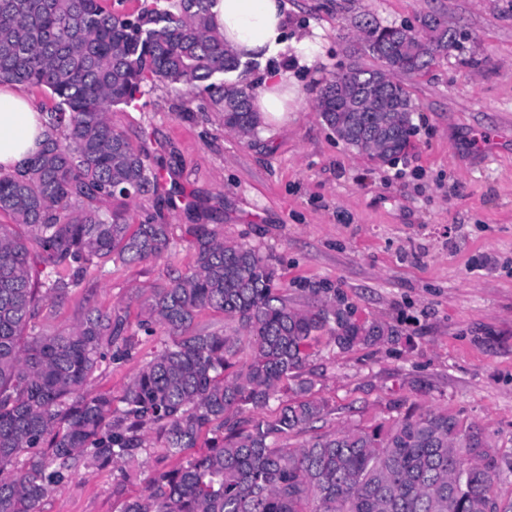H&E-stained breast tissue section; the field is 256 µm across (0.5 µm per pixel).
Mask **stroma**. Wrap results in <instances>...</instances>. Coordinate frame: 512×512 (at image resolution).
<instances>
[{
	"mask_svg": "<svg viewBox=\"0 0 512 512\" xmlns=\"http://www.w3.org/2000/svg\"><path fill=\"white\" fill-rule=\"evenodd\" d=\"M289 34L313 33L318 51L293 67L288 120L252 139L225 130L195 89L159 86L113 107V126L151 158L170 162L174 244L162 258L106 267L61 302L36 331H67L86 308L117 311L137 344L96 373L88 391L120 398L171 338L138 330L143 303L192 260L189 225L218 221L276 268L290 304L321 300L380 339L348 350L321 343L303 371L333 410L321 430L381 419L417 405L443 407L482 428L512 456V0H287ZM440 17L466 38L425 75L400 81L417 110L406 152L376 164L339 140L315 102L324 80L379 62L358 22ZM141 452L119 466L80 458L40 512H122L156 469Z\"/></svg>",
	"mask_w": 512,
	"mask_h": 512,
	"instance_id": "35a3bbf8",
	"label": "stroma"
}]
</instances>
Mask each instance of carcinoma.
<instances>
[{"label": "carcinoma", "mask_w": 512, "mask_h": 512, "mask_svg": "<svg viewBox=\"0 0 512 512\" xmlns=\"http://www.w3.org/2000/svg\"><path fill=\"white\" fill-rule=\"evenodd\" d=\"M107 0H0V83L47 90L45 138L18 168L0 173V512H39L43 498L88 454L105 466L153 448L164 459L211 451L156 471L123 512H512L495 492L512 474L475 424L444 408L294 437L330 415L301 372L322 333L343 350L384 335L322 303L306 310L275 288L276 271L215 224H192V263L153 289L140 328L175 337L133 378L120 404L83 393L103 363L134 347L126 318L88 309L66 332L27 336L41 302L61 301L108 263L158 258L172 243L165 210L177 206L162 164L112 126V106L150 84L197 88L224 128L253 137L247 70L213 26L214 0H143L137 14ZM379 68L350 65L321 87L316 108L347 146L369 160L397 159L416 111L396 74L415 75L455 48L461 34L427 15L420 26L364 24ZM382 80L379 112H343L336 88ZM150 195L154 213L131 224L113 198ZM224 314L230 331L193 329L200 312ZM288 400L264 410L276 395ZM157 438L148 443L147 435ZM28 455L17 474L8 469Z\"/></svg>", "instance_id": "1"}]
</instances>
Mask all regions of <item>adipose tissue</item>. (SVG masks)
<instances>
[{"instance_id":"ef3b65f1","label":"adipose tissue","mask_w":512,"mask_h":512,"mask_svg":"<svg viewBox=\"0 0 512 512\" xmlns=\"http://www.w3.org/2000/svg\"><path fill=\"white\" fill-rule=\"evenodd\" d=\"M213 23L223 34L225 45L244 62L267 64L268 60L294 53L307 62L315 37L286 33L283 0H217ZM294 96L287 69L269 71L253 99V109L263 123L279 124L288 118V103ZM41 107L18 85L0 84V167L14 169L34 153L42 138Z\"/></svg>"}]
</instances>
